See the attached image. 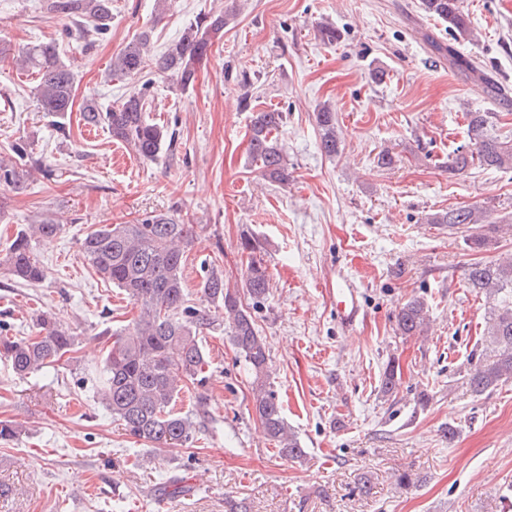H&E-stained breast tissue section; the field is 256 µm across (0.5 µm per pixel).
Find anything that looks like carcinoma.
Listing matches in <instances>:
<instances>
[{
	"label": "carcinoma",
	"instance_id": "obj_1",
	"mask_svg": "<svg viewBox=\"0 0 512 512\" xmlns=\"http://www.w3.org/2000/svg\"><path fill=\"white\" fill-rule=\"evenodd\" d=\"M419 7L427 16L446 24L451 34L472 36L461 0H419ZM47 9L65 17L86 19L97 35L106 34L112 23V0H47ZM234 16V12L221 9L195 18L157 56L151 55V31L144 30L112 58L111 75L133 77L152 65L186 92L194 86L199 65L224 37V28ZM437 49L448 54L451 66L478 74L488 95H500L498 83L472 60L457 54L453 46L439 45ZM13 59L37 71L38 109L58 118V129L65 130L63 119L72 109L75 83L71 67L51 44L22 46L14 51ZM146 90L144 83L110 108L104 109L93 100L87 102L82 109L84 124L103 125L113 140L137 156L157 158L164 148L173 145L175 133L146 115ZM495 117L494 112L466 113L469 145L453 152L448 171L460 173L474 163L484 168L512 164V142L493 132ZM315 121L321 131L323 152L330 157L336 155L335 112L324 106L316 113ZM285 123L286 113L259 109L249 128L250 158L259 163L262 177L281 184L288 181V158L278 142V132ZM12 151L15 159L0 161V184L18 187L33 171L47 178L52 175V170L33 159L25 142L15 143ZM488 218L485 209L470 205L440 213L432 217V223L455 227L486 224ZM62 230L63 225L50 217L26 225L0 258V266L17 281L28 285L42 282L46 270L34 253L32 241L53 240ZM194 242V225L164 213L133 222L102 224L83 238L81 253L85 261L140 307L131 325L112 334L99 389L102 403L112 418L121 422L127 435L150 444L154 451L192 442L207 415L205 397L198 392L208 380L203 333L222 330L251 371L253 409L268 440L281 455L300 458L304 450L288 428L283 408L268 382L270 355L254 316L269 295L270 281L263 259L256 255L259 243L248 236L242 240L243 250L249 254L244 277L250 302H244L237 290L227 287L224 271L213 266L200 283V303L192 305L182 268L185 253ZM467 284L490 301L488 344L475 355L468 378L472 392L481 395L512 379V257L470 264ZM36 317L35 335L0 336V356L9 361L20 378L75 351V336L42 313ZM428 317L425 303L412 298L400 307L397 331L402 336H414L422 331ZM193 388L197 390L194 411L176 410L180 393Z\"/></svg>",
	"mask_w": 512,
	"mask_h": 512
}]
</instances>
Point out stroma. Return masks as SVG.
<instances>
[{
  "mask_svg": "<svg viewBox=\"0 0 512 512\" xmlns=\"http://www.w3.org/2000/svg\"><path fill=\"white\" fill-rule=\"evenodd\" d=\"M462 6L477 40L451 38L419 0H166L161 11L156 0H112L104 36L79 35L46 0H0V45L55 43L76 74L61 132L36 106L37 73L0 61V158L22 140L54 171L19 190L0 185V255L41 215L64 224L34 247L47 268L42 284L0 272V334H35L38 309L77 340L71 359L24 379L0 358V420L19 427L0 443V483L10 488L0 512H227L231 499L252 512H512V380L480 396L467 384L489 303L466 281L470 263L512 254V167L448 171L449 154L468 142L465 113H496V133L512 139V0ZM221 8L236 17L193 89L148 70L110 76L113 56L142 30L159 53L198 14ZM323 23L339 29V43L318 40ZM448 44L494 77L500 100L449 67ZM372 67L385 71L382 82L370 81ZM242 71L259 73L261 105L288 115L278 133L288 184L266 182L248 158L252 112L234 81ZM141 86L150 120L176 131L152 161L80 119L86 100L115 104ZM326 104L336 112L333 157L315 122ZM474 204L491 223L470 231L431 221ZM156 213L196 226L184 266L192 292L212 264L226 286L243 288L241 239H259L270 295L256 321L302 458L280 456L267 439L251 376L221 332L203 338L210 421L192 444L149 452L100 402L110 333L139 307L95 274L80 243L98 225ZM472 233L486 247L470 249ZM340 271L365 310L350 328L336 318ZM412 298L431 314L421 336L396 330ZM391 361L399 370L387 394ZM176 474L190 490L175 497Z\"/></svg>",
  "mask_w": 512,
  "mask_h": 512,
  "instance_id": "stroma-1",
  "label": "stroma"
}]
</instances>
